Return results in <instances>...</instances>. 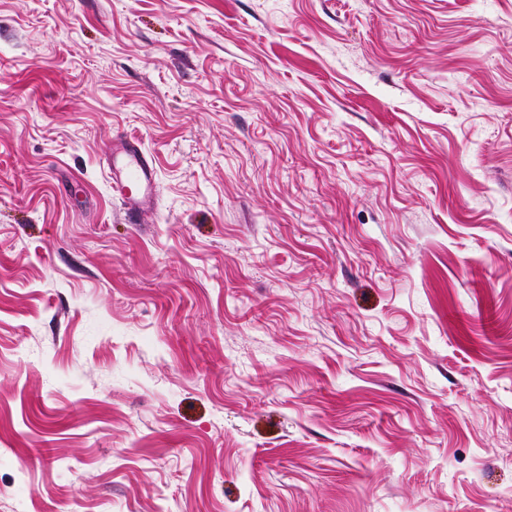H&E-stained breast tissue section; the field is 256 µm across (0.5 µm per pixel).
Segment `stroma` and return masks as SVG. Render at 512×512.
I'll return each mask as SVG.
<instances>
[{"mask_svg": "<svg viewBox=\"0 0 512 512\" xmlns=\"http://www.w3.org/2000/svg\"><path fill=\"white\" fill-rule=\"evenodd\" d=\"M0 512H512V0H0ZM105 152L111 160L112 192L126 206L131 218L138 220L154 206L153 163L135 137L109 139Z\"/></svg>", "mask_w": 512, "mask_h": 512, "instance_id": "obj_1", "label": "stroma"}]
</instances>
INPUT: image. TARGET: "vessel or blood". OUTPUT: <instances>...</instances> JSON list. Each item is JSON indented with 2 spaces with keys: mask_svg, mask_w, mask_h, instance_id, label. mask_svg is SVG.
Wrapping results in <instances>:
<instances>
[{
  "mask_svg": "<svg viewBox=\"0 0 512 512\" xmlns=\"http://www.w3.org/2000/svg\"><path fill=\"white\" fill-rule=\"evenodd\" d=\"M105 152L111 166L112 191L126 206L132 219H139L154 206L155 171L141 141L123 137L107 141Z\"/></svg>",
  "mask_w": 512,
  "mask_h": 512,
  "instance_id": "obj_1",
  "label": "vessel or blood"
}]
</instances>
